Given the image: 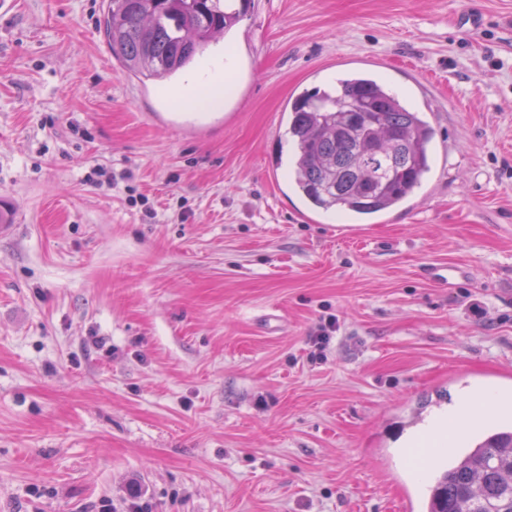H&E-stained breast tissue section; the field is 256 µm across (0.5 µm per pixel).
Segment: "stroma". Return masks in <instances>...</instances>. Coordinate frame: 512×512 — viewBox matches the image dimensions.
<instances>
[{"label": "stroma", "instance_id": "stroma-1", "mask_svg": "<svg viewBox=\"0 0 512 512\" xmlns=\"http://www.w3.org/2000/svg\"><path fill=\"white\" fill-rule=\"evenodd\" d=\"M105 7L0 14V512H395L431 478L415 412L512 395V0H254L168 83L122 69ZM350 62L435 140L408 207L345 237L274 156Z\"/></svg>", "mask_w": 512, "mask_h": 512}]
</instances>
